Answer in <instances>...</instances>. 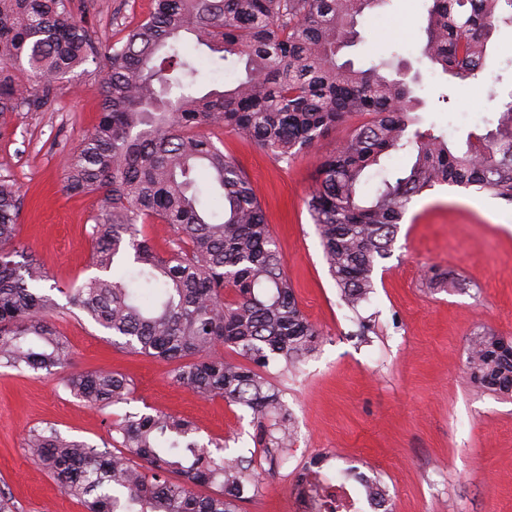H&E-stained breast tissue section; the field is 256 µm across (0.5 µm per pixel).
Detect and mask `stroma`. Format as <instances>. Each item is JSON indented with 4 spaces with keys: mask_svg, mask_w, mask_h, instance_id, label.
Listing matches in <instances>:
<instances>
[{
    "mask_svg": "<svg viewBox=\"0 0 512 512\" xmlns=\"http://www.w3.org/2000/svg\"><path fill=\"white\" fill-rule=\"evenodd\" d=\"M75 12L103 47L118 46L128 27L148 17L152 0H74ZM427 0H386L359 16V40L342 51L355 66L401 65L419 97L421 129L464 142L490 129L497 99L483 82L449 85L423 55ZM208 86L243 79V63L220 60L187 41ZM105 57L77 68L58 86L50 108L13 115L0 133V177L25 188L18 243L42 263L50 283L66 288L93 276L87 231L98 210L93 195L62 190V157L98 120ZM347 126L330 132L294 162L275 161L257 144L220 132L225 152L247 174L265 211L304 315L322 341L298 371L274 367L295 440L268 462L249 414L224 399L206 400L178 385L168 363L114 348L107 332L77 310L53 319L66 341L69 368H103L129 378L130 405L99 411L57 381L0 368V492L15 512H85L24 445L30 429L104 447L110 425L127 409L153 408L192 421L201 442L225 440L263 476L260 494L241 512H296L294 472L316 455L356 461L387 487L393 512H512V397L477 387L466 368L477 333L512 338V205L488 194L441 186L420 197L401 224L376 288L360 309L375 333L360 338L341 304L305 200L323 155L340 146ZM445 285H430L433 273Z\"/></svg>",
    "mask_w": 512,
    "mask_h": 512,
    "instance_id": "35a3bbf8",
    "label": "stroma"
}]
</instances>
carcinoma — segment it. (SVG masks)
Here are the masks:
<instances>
[{"label": "carcinoma", "instance_id": "1", "mask_svg": "<svg viewBox=\"0 0 512 512\" xmlns=\"http://www.w3.org/2000/svg\"><path fill=\"white\" fill-rule=\"evenodd\" d=\"M384 2L154 0L150 15L108 53L98 122L63 163V190L99 200L89 232L96 274L88 282L40 285L46 272L16 248L22 187L0 177V368L65 370L55 290L109 332L112 346L165 361L198 396L242 407L265 452L288 447V407L267 372L281 361L297 367L321 333L298 306L246 173L197 129H228L287 162L354 121L321 162L307 200L329 273L353 312L374 292L375 269L391 256L414 199L448 185L512 204V100L501 103L493 128L468 135L457 150L445 134L415 128L419 98L392 64L338 62L356 36V16ZM429 2L424 56L447 76L478 79L495 31L512 25V0ZM184 33L223 61L238 57L246 79L201 92L193 60L175 46ZM100 50L71 0H0V126L47 107L57 85ZM396 150L410 164L364 195L367 171ZM206 193L220 196V213L202 204ZM150 220L173 233L163 253L141 229ZM466 367L476 385L512 395V340L480 334ZM62 382L100 410L131 395L126 377L105 369L71 372ZM112 432V451L52 427L25 441L86 512H239L244 494L261 488L251 461L215 457L212 442H200L183 418L128 412ZM351 471L338 467L308 483L314 512H339L336 486ZM360 485L370 507L387 503L378 478Z\"/></svg>", "mask_w": 512, "mask_h": 512}]
</instances>
